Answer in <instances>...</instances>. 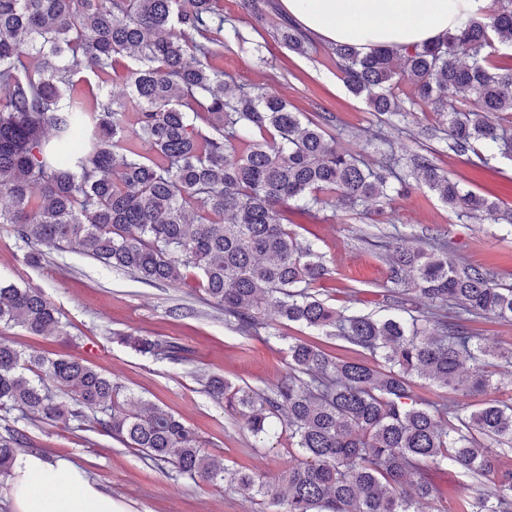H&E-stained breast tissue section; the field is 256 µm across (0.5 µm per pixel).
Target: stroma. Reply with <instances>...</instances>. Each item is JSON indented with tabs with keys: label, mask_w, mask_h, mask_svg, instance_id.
Instances as JSON below:
<instances>
[{
	"label": "stroma",
	"mask_w": 512,
	"mask_h": 512,
	"mask_svg": "<svg viewBox=\"0 0 512 512\" xmlns=\"http://www.w3.org/2000/svg\"><path fill=\"white\" fill-rule=\"evenodd\" d=\"M223 4L227 25L262 42L268 58L267 63H257L249 47L228 42L218 64L237 85L278 92L305 117H325L326 130L343 147L363 152L370 162L380 161L391 147L428 156L453 181L494 200L502 212L512 211V160L499 156L484 167L454 154L445 141L422 136V128L440 123L428 107L418 112L413 123L385 121L346 89L330 42L315 36L307 55L292 53L277 37L284 19L278 5H262L263 17L258 20L242 9L240 0H223ZM297 232L334 271L331 279L317 285L320 298L358 314L383 316L401 307L413 312L427 307V300L415 291L395 290L390 281L386 246L399 238L412 243L431 238L447 241L457 263L482 267L498 283L512 284V224L504 220L473 223L450 212L424 187L415 186L379 202L374 212L342 219L326 214L316 222H302ZM25 253L10 225L0 224V280L42 289L62 310L70 337L34 336L17 326L0 332V341L47 357L81 358L87 347H96L97 355L89 359L99 372L136 397L180 416L197 431L203 452L223 457L233 470L243 467L280 474L295 447L284 430L277 432L269 447H261L243 420L209 395V376L265 390L285 374L287 346L294 339L318 343L343 359H371L362 348L295 323L285 326L280 338L264 328L252 336L241 335L225 321L223 311L189 283L178 287L144 283L87 257L52 249L31 266L24 260ZM448 318L465 326L489 349L484 370L495 372L503 366V353L512 351V320L472 316L455 307L449 308ZM124 335L178 342L187 348V358L174 364L160 355L141 354L120 344ZM415 392L471 408L490 400H512V382L504 380L465 396L421 380ZM16 430L25 434L28 452L72 463L110 493L124 512H275L268 501L243 498L232 482L210 486L179 476L171 465L154 463L100 432L89 417L45 423L22 418L16 410L0 411V437ZM428 477L440 496L420 512H461L460 501L467 491L457 471L443 464L431 467Z\"/></svg>",
	"instance_id": "stroma-1"
}]
</instances>
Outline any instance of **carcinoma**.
Returning a JSON list of instances; mask_svg holds the SVG:
<instances>
[{"instance_id":"cac0c4a2","label":"carcinoma","mask_w":512,"mask_h":512,"mask_svg":"<svg viewBox=\"0 0 512 512\" xmlns=\"http://www.w3.org/2000/svg\"><path fill=\"white\" fill-rule=\"evenodd\" d=\"M278 36L297 53L309 40L291 21ZM348 90L381 116L407 121L424 105L447 126L448 148L512 159V0H491L444 38L397 53L332 48ZM223 0H0V224L41 261L43 248L78 253L145 283L190 278L225 320L250 336L270 309L361 347L371 366L303 341L288 344V371L271 388L236 387L221 376L209 392L264 444L274 420L298 454L277 476L240 470L245 497L284 512H414L438 493L426 478L452 465L481 492L462 512H512V404L481 403L464 413L419 398L416 380L463 393L491 386L485 349L444 315L375 318L325 304L313 287L331 268L288 224V207L310 221L351 215L415 181L453 212L498 220V205L451 181L427 157L406 167L391 153L373 170L322 124L302 120L280 95L246 92L224 76ZM125 68L126 93L112 94ZM410 84L411 107L399 97ZM391 282L431 306L512 319V286L448 257V245L397 244ZM0 326L68 335L41 290L0 283ZM144 354L185 358L183 345L123 336ZM75 357L25 355L0 343V408L22 418L95 423L156 463L218 486L227 470L202 453L195 430ZM20 432L0 439V475L22 453Z\"/></svg>"}]
</instances>
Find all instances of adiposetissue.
<instances>
[{"label":"adipose tissue","instance_id":"1","mask_svg":"<svg viewBox=\"0 0 512 512\" xmlns=\"http://www.w3.org/2000/svg\"><path fill=\"white\" fill-rule=\"evenodd\" d=\"M487 0H280L303 31L362 52L398 51L447 35L459 19L480 14ZM14 512H118L112 497L71 463L23 453L10 480Z\"/></svg>","mask_w":512,"mask_h":512}]
</instances>
